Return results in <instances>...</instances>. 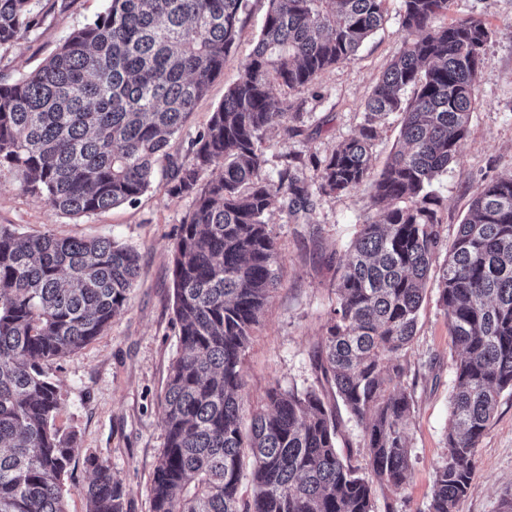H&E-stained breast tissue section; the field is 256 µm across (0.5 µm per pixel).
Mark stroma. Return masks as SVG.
Returning a JSON list of instances; mask_svg holds the SVG:
<instances>
[{"mask_svg": "<svg viewBox=\"0 0 512 512\" xmlns=\"http://www.w3.org/2000/svg\"><path fill=\"white\" fill-rule=\"evenodd\" d=\"M107 0H36L39 23L26 38L0 47V75L26 74L42 65L64 39L102 12ZM268 0H247L236 47L224 71L188 117L172 153L184 157L187 142L207 123L237 82L251 56ZM400 0H388L385 21L352 60L337 64L303 91L305 133L287 134L292 118L270 128L259 150L264 175L276 179L288 156L300 158L296 174L313 188V206L290 215L280 205L267 214L282 254L279 285L242 358L246 410L261 407L275 387H318L315 354L331 305L336 301V264L346 258L365 219H379L370 184L349 193H317L318 177L338 142L357 132L364 104L379 76L408 38L400 23ZM485 18L493 30L488 61L475 87L476 110L459 159L434 181L440 200L438 232L451 243L467 217L474 195L499 174L512 170V0H457L441 23ZM193 209L191 197L168 193L163 177L135 205L123 204L90 216L72 217L25 193L10 169L0 170V224L19 233L109 238L140 255L138 276L127 306L111 327L79 351L51 363L62 411L58 426L77 435L76 462L64 480L67 512H86L83 491L93 475L86 463L107 460L128 490L126 512H150L149 488L165 444L158 409L168 367L180 351L173 311L172 248L178 228ZM453 347L439 302V272L431 270L418 312L416 334L405 351L403 381L412 398L409 431L411 474L401 489L380 486L378 506L394 512H427L437 468L447 457ZM459 512H512V393H503L494 419L476 450L471 488Z\"/></svg>", "mask_w": 512, "mask_h": 512, "instance_id": "35a3bbf8", "label": "stroma"}]
</instances>
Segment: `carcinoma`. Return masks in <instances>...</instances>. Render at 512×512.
Segmentation results:
<instances>
[{
	"instance_id": "cac0c4a2",
	"label": "carcinoma",
	"mask_w": 512,
	"mask_h": 512,
	"mask_svg": "<svg viewBox=\"0 0 512 512\" xmlns=\"http://www.w3.org/2000/svg\"><path fill=\"white\" fill-rule=\"evenodd\" d=\"M266 22L238 82L171 161L170 193L193 198L173 245V310L182 346L159 410L165 446L151 512H376L375 485L407 483L412 404L404 351L415 336L426 280L441 249L440 201L430 190L455 162L475 110V85L493 32L487 22L435 20L455 0H401L411 35L365 103L356 135L320 173L325 195L370 176L379 126L405 114L404 146L375 179L367 221L339 263L318 369L348 420L362 428L364 472L336 447V405L314 389L274 388L250 413L241 361L278 286L282 256L266 213L311 205L290 163L263 173L258 144L281 117L302 132L309 88L354 58L384 19L387 0H268ZM246 0H108L38 69L0 76V169L52 208L86 216L133 205L154 166L224 70ZM38 25L33 0H0V46ZM412 89L411 100L404 92ZM221 170L206 178L209 171ZM441 268L439 301L455 364L448 457L428 512H458L476 448L503 392L512 391V172L486 183ZM139 254L108 238L24 236L0 225V512H65L63 481L76 434L56 426L58 386L45 365L91 343L125 308ZM252 500L240 496L245 462ZM87 512H125L128 492L90 456Z\"/></svg>"
}]
</instances>
